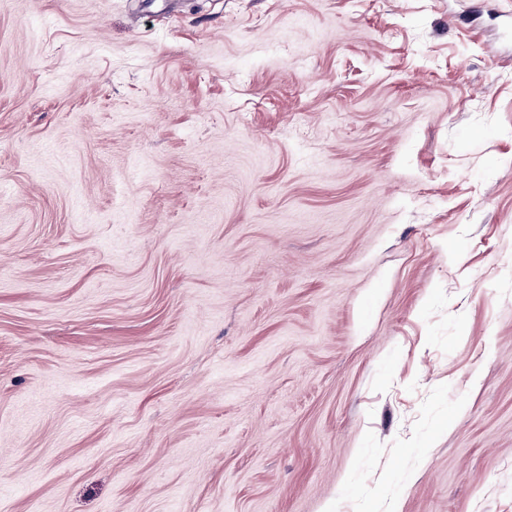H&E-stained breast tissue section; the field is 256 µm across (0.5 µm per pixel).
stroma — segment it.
Returning <instances> with one entry per match:
<instances>
[{"label":"stroma","mask_w":512,"mask_h":512,"mask_svg":"<svg viewBox=\"0 0 512 512\" xmlns=\"http://www.w3.org/2000/svg\"><path fill=\"white\" fill-rule=\"evenodd\" d=\"M512 0H0V512H512Z\"/></svg>","instance_id":"1"}]
</instances>
